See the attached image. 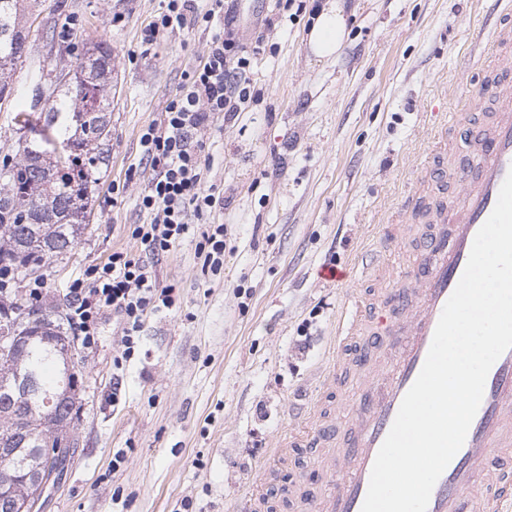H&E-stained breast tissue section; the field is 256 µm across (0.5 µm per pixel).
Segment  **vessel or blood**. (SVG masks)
Segmentation results:
<instances>
[{"label": "vessel or blood", "instance_id": "obj_1", "mask_svg": "<svg viewBox=\"0 0 512 512\" xmlns=\"http://www.w3.org/2000/svg\"><path fill=\"white\" fill-rule=\"evenodd\" d=\"M490 59L471 46L467 65L481 69L488 97L482 120L461 106L434 136V159L393 215L392 239L424 247L412 262L364 261L362 276L375 285L373 302L354 300L336 321L335 352L328 363L336 379L346 345L363 340L377 357L335 422L323 421L320 401L306 410L303 427L273 450L281 460L292 448L316 450L327 481L302 502L303 512H361L375 457L400 404L425 362L442 310L466 267L474 237L493 211L512 171V23L491 31ZM462 185L456 198L448 189ZM401 348L388 359L393 342ZM427 512H512V349L492 366L463 447L435 484Z\"/></svg>", "mask_w": 512, "mask_h": 512}]
</instances>
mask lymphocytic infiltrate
I'll return each mask as SVG.
<instances>
[{"instance_id": "lymphocytic-infiltrate-1", "label": "lymphocytic infiltrate", "mask_w": 512, "mask_h": 512, "mask_svg": "<svg viewBox=\"0 0 512 512\" xmlns=\"http://www.w3.org/2000/svg\"><path fill=\"white\" fill-rule=\"evenodd\" d=\"M217 19L222 30L213 35L204 59L140 139L143 159L153 172L140 202L148 220L131 231L142 252H113L107 262L89 267L68 287L69 322L80 332L87 351L97 346L102 310L109 308L121 316L124 350L112 361L118 369L133 356L148 315L174 304L172 288L161 285L152 271L153 258L194 234L195 254L203 270L216 274L224 267V227L213 221L224 199L204 182L209 159L203 138L215 114L235 120L252 99L250 70L264 35L258 32L251 41L241 40L234 8L225 7L219 17L213 9L200 10L196 0H166L165 10L144 31L141 46L151 50L165 33L191 25L209 27Z\"/></svg>"}]
</instances>
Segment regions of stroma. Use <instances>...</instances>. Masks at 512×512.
Listing matches in <instances>:
<instances>
[{
    "mask_svg": "<svg viewBox=\"0 0 512 512\" xmlns=\"http://www.w3.org/2000/svg\"><path fill=\"white\" fill-rule=\"evenodd\" d=\"M326 3L274 19L253 65V103L205 135L204 178L224 196V272L202 273L192 238L159 258L155 276L173 286L175 305L145 322L118 387L122 324L102 313L97 348L81 355L77 448L42 512H228L309 401L322 399L330 416L346 400L324 373L336 318L353 298H371L358 276L366 253L406 259L383 225L421 173L433 127L450 120L467 36L491 0H342L345 45L320 62L307 38ZM164 8L39 0L30 20L31 59L50 56L51 31L109 42L115 59L110 164L83 234L43 277V303L65 298L112 251L142 249L130 227L147 219L140 200L153 173L128 170L213 35L169 33L142 54L141 32ZM330 266L347 277L324 281ZM321 480L309 449H296L263 485L262 512H290L285 490Z\"/></svg>",
    "mask_w": 512,
    "mask_h": 512,
    "instance_id": "obj_1",
    "label": "stroma"
}]
</instances>
